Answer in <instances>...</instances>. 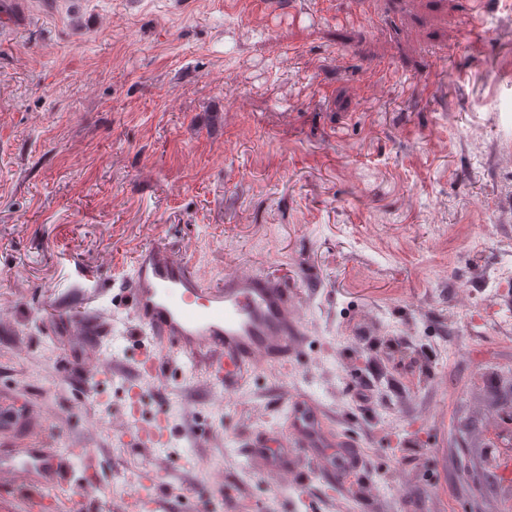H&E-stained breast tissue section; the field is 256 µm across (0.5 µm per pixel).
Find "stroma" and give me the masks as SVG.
Returning a JSON list of instances; mask_svg holds the SVG:
<instances>
[{
	"label": "stroma",
	"instance_id": "obj_1",
	"mask_svg": "<svg viewBox=\"0 0 512 512\" xmlns=\"http://www.w3.org/2000/svg\"><path fill=\"white\" fill-rule=\"evenodd\" d=\"M0 33V409L72 485L163 512H512V0H16ZM383 98L356 94L372 79ZM163 243L200 280L301 292L305 350L246 388L149 376L124 288ZM111 324L99 339L71 315ZM101 359L113 372L84 371ZM372 402L355 396L364 380ZM304 397L365 459L282 490L240 449Z\"/></svg>",
	"mask_w": 512,
	"mask_h": 512
}]
</instances>
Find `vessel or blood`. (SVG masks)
I'll list each match as a JSON object with an SVG mask.
<instances>
[{"mask_svg":"<svg viewBox=\"0 0 512 512\" xmlns=\"http://www.w3.org/2000/svg\"><path fill=\"white\" fill-rule=\"evenodd\" d=\"M125 294L140 331L156 345L152 366L182 362L192 371L217 375L228 392L238 390L257 365L297 357L306 336L298 291L286 280L242 267L226 273L220 286H206L161 244L137 254ZM289 417L288 432L276 437V447L302 450L331 443L344 450V442L323 433L320 413L308 400H292ZM248 456L274 486L288 484L287 461L274 464L254 450ZM8 469L19 485L65 486L71 477L61 449H24Z\"/></svg>","mask_w":512,"mask_h":512,"instance_id":"obj_1","label":"vessel or blood"}]
</instances>
